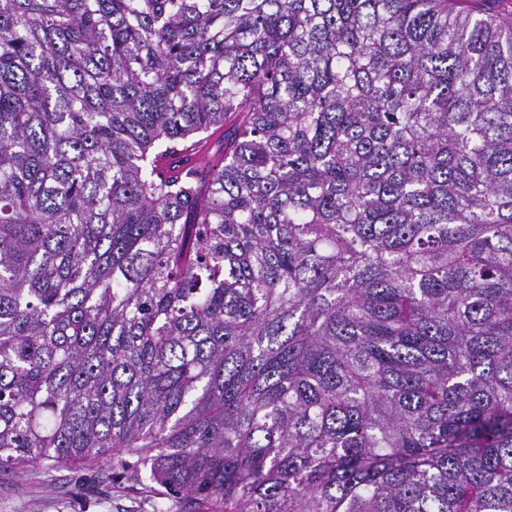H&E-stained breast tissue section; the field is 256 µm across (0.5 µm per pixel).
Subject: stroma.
Returning <instances> with one entry per match:
<instances>
[{
	"instance_id": "stroma-1",
	"label": "stroma",
	"mask_w": 512,
	"mask_h": 512,
	"mask_svg": "<svg viewBox=\"0 0 512 512\" xmlns=\"http://www.w3.org/2000/svg\"><path fill=\"white\" fill-rule=\"evenodd\" d=\"M165 494L127 482L108 461L71 471L0 468V512H164Z\"/></svg>"
}]
</instances>
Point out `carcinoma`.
I'll list each match as a JSON object with an SVG mask.
<instances>
[{"label":"carcinoma","instance_id":"cac0c4a2","mask_svg":"<svg viewBox=\"0 0 512 512\" xmlns=\"http://www.w3.org/2000/svg\"><path fill=\"white\" fill-rule=\"evenodd\" d=\"M105 459L512 512V0H0V468ZM208 146L205 143L177 150V153L166 157L161 171L168 176H183L189 170L201 168L206 162Z\"/></svg>","mask_w":512,"mask_h":512}]
</instances>
